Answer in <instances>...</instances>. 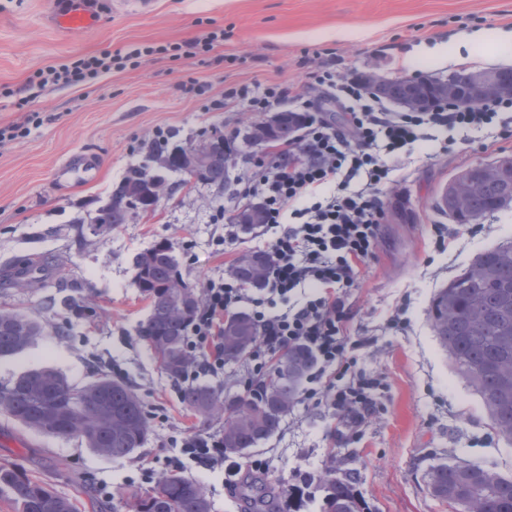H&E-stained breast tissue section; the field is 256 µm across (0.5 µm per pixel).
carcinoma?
I'll use <instances>...</instances> for the list:
<instances>
[{
  "mask_svg": "<svg viewBox=\"0 0 512 512\" xmlns=\"http://www.w3.org/2000/svg\"><path fill=\"white\" fill-rule=\"evenodd\" d=\"M283 127L271 143L296 139L300 119L283 113ZM178 144L162 139L152 143L149 163L130 169L113 183L107 202L92 218L94 230L107 232L126 224L139 213L155 209L149 198L151 164L164 160L171 175L182 174ZM232 153L221 134L211 135L200 182L224 187ZM507 185L484 170L461 188L462 207L452 216L468 224L500 210L498 202ZM271 264L267 253H245L230 273L241 284L264 287ZM135 284L149 301V311L138 336L152 351L161 370L179 385L183 407L202 426L223 421L221 441L228 449L248 453L276 435L298 403L312 352L297 344L277 355L270 369L252 388L236 397L207 383L187 381L195 360L186 346L189 328L200 308L201 297L183 279L172 247L166 243L135 254ZM429 318L435 335L448 352L459 377L480 397L495 429L512 440V245L502 244L478 254L472 263L439 289L431 301ZM43 335L34 317L0 306V360L10 359ZM260 332L249 314L234 313L224 319L220 349L224 361H243L259 340ZM0 413L45 435L75 437L94 453L123 459L144 447L149 437L144 405L126 382L107 376L83 386L70 383L58 370L36 367L0 384ZM354 471L336 476L329 457L317 476L325 492L323 512H365L353 493ZM427 486L437 499L460 502L461 512H512V478L479 464L438 463L427 471ZM7 491L18 512H75L69 499L23 471L0 466V492ZM248 512H298L295 502L280 510L279 496L264 481L243 485ZM117 508L123 512H211L204 486L175 471L161 473L145 495L131 492Z\"/></svg>",
  "mask_w": 512,
  "mask_h": 512,
  "instance_id": "cac0c4a2",
  "label": "carcinoma"
}]
</instances>
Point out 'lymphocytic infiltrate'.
<instances>
[{"label": "lymphocytic infiltrate", "instance_id": "f902f5d3", "mask_svg": "<svg viewBox=\"0 0 512 512\" xmlns=\"http://www.w3.org/2000/svg\"><path fill=\"white\" fill-rule=\"evenodd\" d=\"M315 79L337 89L343 125H332L316 115L310 101L297 98L299 136L258 161L241 190L242 198L261 199L267 228L282 230L268 249L264 296L250 299L230 276L208 280L188 348L203 350L202 370H222L217 339L224 316L251 303L260 329L251 355L253 374L262 375L285 348L306 345L314 355L306 377L309 395L325 394L340 424L354 427L374 407L375 382L353 371L344 333L350 318L345 297L361 265L376 257L384 218L381 193L390 180L386 159L407 152L427 127L493 125L500 113L512 112V98L474 107L444 100L430 110L391 112L359 80L339 79L326 70Z\"/></svg>", "mask_w": 512, "mask_h": 512}]
</instances>
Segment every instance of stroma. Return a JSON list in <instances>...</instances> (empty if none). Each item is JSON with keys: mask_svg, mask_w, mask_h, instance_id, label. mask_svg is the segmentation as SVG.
Masks as SVG:
<instances>
[{"mask_svg": "<svg viewBox=\"0 0 512 512\" xmlns=\"http://www.w3.org/2000/svg\"><path fill=\"white\" fill-rule=\"evenodd\" d=\"M113 2L98 0V26L67 34L51 22V0H0V126L38 118L27 136L0 143V273L50 261L36 285L0 288V305L36 316L44 328L35 345L0 361V383L42 365L78 386L105 374L132 385L150 426L144 448L112 460L79 439L39 434L0 415V465L20 467L76 499L79 512H113L114 497L147 492L153 479L142 464L171 470L184 437L220 428L199 427L138 336L148 302L134 283V255L168 243L184 280L200 293L208 278L228 275L241 254L265 251L278 234L273 228L260 238L237 225L225 238L215 216L221 208L234 216L238 196L175 175L155 211L93 233L88 219L114 182L147 163L151 143L194 146L217 132L237 135L253 115L247 101L260 84L289 90L282 108H293V95L302 93L341 125L329 88L312 79L324 68L348 78L369 69L388 78H444L456 56L480 69L512 67V0H154L145 16ZM212 31L223 32L224 41L209 52L156 54L78 84L39 82V71L81 57L190 42ZM228 92L238 100L229 110ZM74 154L96 159L93 181L58 176ZM507 155L512 135L497 125L427 128L410 153L388 158L392 181L377 257L361 268L347 298L350 355L382 380L374 410L360 426L341 429L318 398L300 399L281 431L241 459L242 476L264 464L281 494L332 457L337 474L358 472L356 490L370 512H453L428 490L434 463H477L512 476V444L456 375L428 318L439 288L481 251L512 242V209L461 225L439 213L435 199L460 170ZM440 226L448 229L442 242ZM69 296L82 298L81 311L62 306ZM182 473L203 483L212 512H243L240 492L224 487L223 466L188 461Z\"/></svg>", "mask_w": 512, "mask_h": 512, "instance_id": "1", "label": "stroma"}]
</instances>
